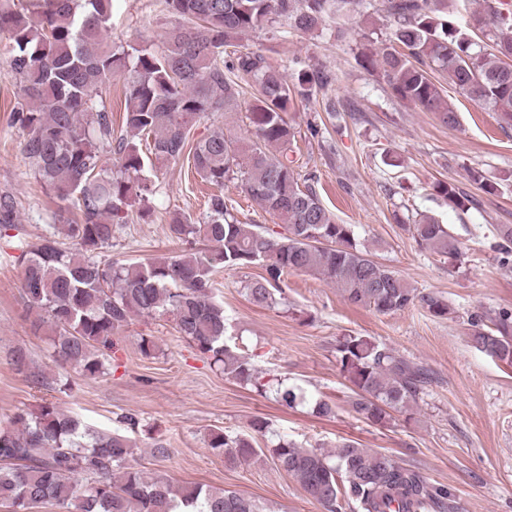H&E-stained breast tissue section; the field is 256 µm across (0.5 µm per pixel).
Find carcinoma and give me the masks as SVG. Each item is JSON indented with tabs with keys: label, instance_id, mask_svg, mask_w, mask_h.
<instances>
[{
	"label": "carcinoma",
	"instance_id": "obj_1",
	"mask_svg": "<svg viewBox=\"0 0 512 512\" xmlns=\"http://www.w3.org/2000/svg\"><path fill=\"white\" fill-rule=\"evenodd\" d=\"M462 0H452L458 11ZM179 19L155 51L103 43L112 19V0H0V36L9 41L7 73L19 83L10 113L26 132L23 153L40 183L74 207L79 218L64 225L65 247L55 235L20 249L21 290L36 335L50 340L56 366L85 377L106 374L115 334L135 317H168L224 375L259 392L272 391L287 406L304 396L280 380L263 381L251 355L237 347L216 300L215 275L229 268L259 267L245 281L249 300L271 307L287 299L285 277L308 272L334 285L353 305L386 315L415 303L433 317L448 315V302L421 293L398 273L374 260L358 243L354 227L341 224L322 203L313 184L300 182L288 157L295 137L286 114L294 95L308 97L327 84L320 71H305L290 88L279 70L252 51L224 58V46L265 26L284 22L304 32L318 29L332 13L363 10L365 0H165ZM447 0H382L393 29L388 41L359 51L361 66L400 102L435 113L450 127L457 112L447 103L433 73L469 100L497 113L512 128V9L503 0H479L472 19L492 41L487 50L471 28L449 20ZM124 78L123 123L132 138L115 137L112 111L103 92L112 78ZM256 93L247 110L251 140L224 132L190 141L192 128L221 108L237 106L240 83ZM145 137V147L135 141ZM115 156L116 169L103 160ZM158 163L188 159L201 180L220 192L195 222L175 213L170 236L188 245L178 255L142 262L109 259L129 208L151 213L153 183L146 158ZM239 181L247 194L275 213L282 230L243 224L229 209L222 189ZM435 191L448 205L468 210L474 198L451 183ZM16 221L10 196H0V229ZM402 229L424 250L461 261L462 248L448 227L423 216ZM207 242L197 248V241ZM492 326H487V323ZM470 343L512 367V314L467 319ZM342 375L356 389L348 405L362 419L384 425L391 412L416 404L432 383L423 366L364 336H346L336 348ZM9 364L32 371L25 350L13 349ZM122 427L99 433L44 400L16 410L0 425V508L30 512L54 503L63 512H260L256 501L228 489L174 485L145 471L129 433L136 415ZM207 446L230 467L259 455L255 437L222 428L210 430ZM276 467L326 512H454L451 493L376 450L352 441L327 451L304 448L283 436L269 449Z\"/></svg>",
	"mask_w": 512,
	"mask_h": 512
}]
</instances>
